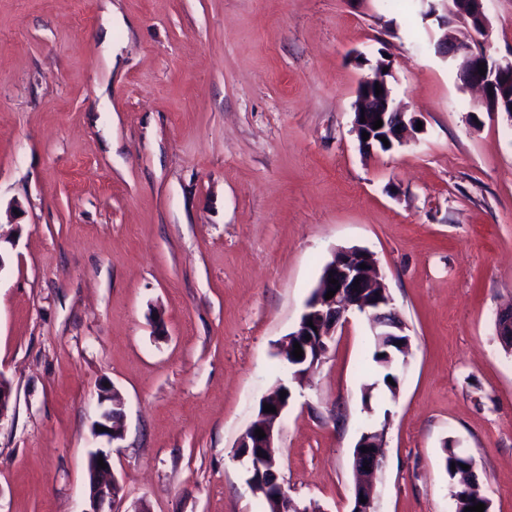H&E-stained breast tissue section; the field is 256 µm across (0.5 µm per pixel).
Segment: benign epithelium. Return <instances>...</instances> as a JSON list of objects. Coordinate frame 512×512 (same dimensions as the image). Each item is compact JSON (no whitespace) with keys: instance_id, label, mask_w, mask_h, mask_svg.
I'll use <instances>...</instances> for the list:
<instances>
[{"instance_id":"benign-epithelium-1","label":"benign epithelium","mask_w":512,"mask_h":512,"mask_svg":"<svg viewBox=\"0 0 512 512\" xmlns=\"http://www.w3.org/2000/svg\"><path fill=\"white\" fill-rule=\"evenodd\" d=\"M433 12L428 18L435 19L441 13L446 14L447 20L461 22L469 32V40H443L436 44V53L446 59L448 65L462 69L466 87L476 88L482 93L484 109L487 112L503 113L512 122V94L509 103L499 104L498 97L505 88L512 91V56L495 58L489 53L491 19L485 6L486 0H426ZM484 66L485 74H480L478 66ZM389 61L379 59L372 66V75L364 78L357 91L355 105V131L357 135L366 132L369 139L359 141L365 152H371L380 146V138L388 139L399 136L405 141L417 126L416 120H405V113L395 106L390 90L388 77L392 70L388 69ZM380 86L383 93L375 94V86ZM383 122L382 127L373 128V121L361 120L366 114ZM367 268H360V264ZM336 279L338 284L329 283ZM336 290L335 295L327 299L329 290ZM316 295L308 299L303 315L313 326L306 327L307 335L318 337L317 356L312 360L308 373L317 370L324 356L329 351V344L336 335L337 327L347 322V315L354 312L371 314L374 330L383 336H398L404 331V324L391 307V298L383 283L378 262L372 252L365 248H340L328 262L327 273L315 287ZM112 400V408L102 414V421L97 423L99 429L93 430L97 437H106L115 442L123 438L122 426L123 403L110 398V390H101L100 400ZM289 397H280L276 393L265 400V403L276 408V412H259L258 419L253 422L240 437L237 447L245 449L239 454V459L248 463L247 471L255 474L249 480V486L255 495H272L277 501V512H303L295 500L288 494L278 491L277 482H267L263 471L270 464H275L274 448L279 433L282 414L288 406ZM262 429L265 437L255 436L256 429ZM384 430L370 429L363 432L356 447L355 472L357 482L354 488V506L352 512H373L374 486L372 479L381 464ZM367 447L364 453L360 448ZM252 448H265L267 455L258 456L250 453ZM103 459L107 467L98 466V459ZM370 470H365V467ZM88 491L84 508L80 512H118L115 508L118 496L115 487L118 484L112 469L111 453L97 449L88 458ZM366 502H360V499Z\"/></svg>"}]
</instances>
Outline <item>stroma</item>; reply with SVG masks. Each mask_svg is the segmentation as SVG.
<instances>
[{"instance_id": "1", "label": "stroma", "mask_w": 512, "mask_h": 512, "mask_svg": "<svg viewBox=\"0 0 512 512\" xmlns=\"http://www.w3.org/2000/svg\"><path fill=\"white\" fill-rule=\"evenodd\" d=\"M420 0H0V512H81L110 451L122 512H262L235 446L279 383L280 482L350 512H454L442 448L512 512V122L434 46ZM387 54L423 128L364 154L354 103ZM378 260L410 348L363 404L351 317L294 381L280 344L340 248ZM124 436L93 437L101 385ZM362 436V434H361ZM355 448H359L355 455L354 469L357 475V482L354 488V506L351 512H373L374 480L381 464L384 430L370 429L363 432ZM361 447L369 448V452L362 453ZM373 448V451H370ZM364 466L370 467L369 471ZM360 493H363L366 503L360 502ZM444 453V467L448 474V480L450 484V488H452L457 483V475L459 472L464 471L461 467V464L468 465V468L474 467L475 460L472 457L464 458L453 450L451 441H446L443 446ZM455 463V470H451V464Z\"/></svg>"}]
</instances>
